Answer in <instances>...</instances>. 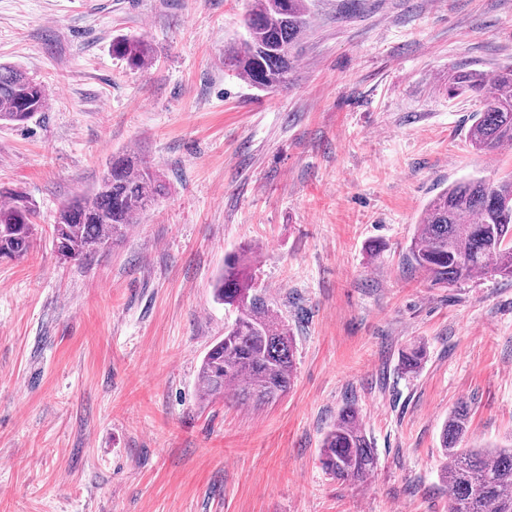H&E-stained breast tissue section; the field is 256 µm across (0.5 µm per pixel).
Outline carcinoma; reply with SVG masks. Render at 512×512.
Listing matches in <instances>:
<instances>
[{
	"label": "carcinoma",
	"mask_w": 512,
	"mask_h": 512,
	"mask_svg": "<svg viewBox=\"0 0 512 512\" xmlns=\"http://www.w3.org/2000/svg\"><path fill=\"white\" fill-rule=\"evenodd\" d=\"M311 24L307 0H252L244 19L246 38L224 50V66L261 91H281ZM112 53L133 68L152 63L151 47L141 39H118ZM451 84L453 91L479 103L468 133L472 148L493 154L512 145V67L492 75L458 71ZM47 107L40 82L0 64L1 122L23 126ZM166 190V182L136 158L112 159L92 192L60 210L52 230L56 252L64 260L106 252ZM36 239L33 208L16 196L0 204V260L24 258ZM251 252L244 247L224 259L213 297L239 316L203 357L199 377L208 400L222 399L231 389L237 402L261 406L290 391L295 351L286 325L251 294ZM408 257L437 283L487 274L512 278V176L462 179L436 195L417 224ZM469 422L468 406L461 404L449 412L440 434L448 512H512V446L462 447ZM320 463L339 482L364 481L377 468L374 448L352 407L342 409L325 434Z\"/></svg>",
	"instance_id": "cac0c4a2"
}]
</instances>
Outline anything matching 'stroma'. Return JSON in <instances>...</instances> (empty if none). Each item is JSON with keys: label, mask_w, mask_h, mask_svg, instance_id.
Instances as JSON below:
<instances>
[{"label": "stroma", "mask_w": 512, "mask_h": 512, "mask_svg": "<svg viewBox=\"0 0 512 512\" xmlns=\"http://www.w3.org/2000/svg\"><path fill=\"white\" fill-rule=\"evenodd\" d=\"M309 4L267 94L224 66L249 0H0V63L49 99L0 125V191L39 224L0 261V512H448L451 409L471 410L468 446L512 442V279L448 285L407 260L440 191L512 173L511 149H472L475 99L448 93L449 71L512 65V0ZM123 36L151 67L113 55ZM122 155L168 194L109 252L60 260V209ZM245 244L295 343L294 385L265 407L199 381L237 317L213 285ZM348 405L378 458L356 485L319 460ZM112 53L125 60L132 68L144 69L152 63L151 47L141 39H118L112 43Z\"/></svg>", "instance_id": "1"}]
</instances>
